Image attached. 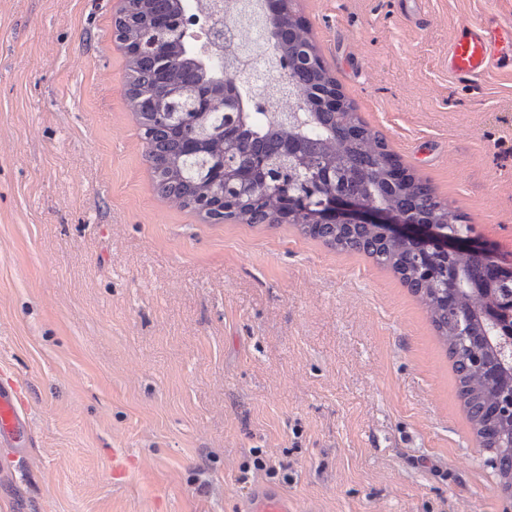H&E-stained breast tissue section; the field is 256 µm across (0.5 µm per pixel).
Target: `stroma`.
<instances>
[{"label":"stroma","mask_w":512,"mask_h":512,"mask_svg":"<svg viewBox=\"0 0 512 512\" xmlns=\"http://www.w3.org/2000/svg\"><path fill=\"white\" fill-rule=\"evenodd\" d=\"M121 0H0V512H512L389 269L161 195ZM362 121L512 259V77L448 45L512 0H293ZM276 465L256 469L257 457ZM4 433L21 441L28 434V425L14 395L0 388V438ZM247 512H293L288 498L272 492L257 493L250 501Z\"/></svg>","instance_id":"obj_1"}]
</instances>
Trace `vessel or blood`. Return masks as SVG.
<instances>
[{
    "mask_svg": "<svg viewBox=\"0 0 512 512\" xmlns=\"http://www.w3.org/2000/svg\"><path fill=\"white\" fill-rule=\"evenodd\" d=\"M512 68V23L485 16L462 26L448 46V73L459 83L475 86L485 76ZM24 440L28 425L14 395L0 389V435ZM248 512H293L287 498L272 492L256 494Z\"/></svg>",
    "mask_w": 512,
    "mask_h": 512,
    "instance_id": "vessel-or-blood-1",
    "label": "vessel or blood"
}]
</instances>
